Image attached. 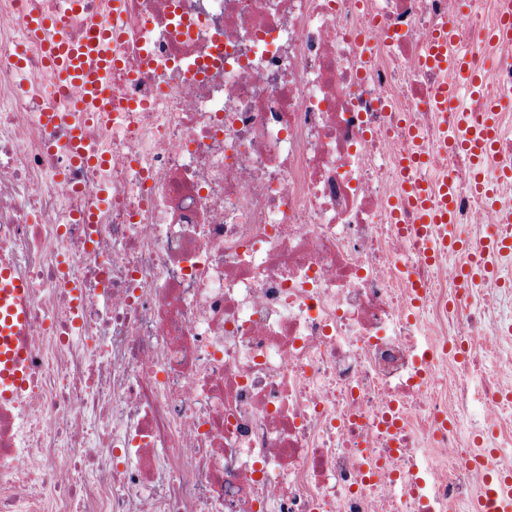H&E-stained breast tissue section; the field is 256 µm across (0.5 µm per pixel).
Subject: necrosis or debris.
<instances>
[{"instance_id":"obj_1","label":"necrosis or debris","mask_w":512,"mask_h":512,"mask_svg":"<svg viewBox=\"0 0 512 512\" xmlns=\"http://www.w3.org/2000/svg\"><path fill=\"white\" fill-rule=\"evenodd\" d=\"M105 165L74 167L29 12L0 0V265L30 285L29 386L0 403V512H458L475 415L512 418L490 297L428 257L407 197H472L421 63L459 0H124ZM457 27L485 99L512 88ZM457 370L449 389L445 370ZM81 462L63 471L57 451Z\"/></svg>"}]
</instances>
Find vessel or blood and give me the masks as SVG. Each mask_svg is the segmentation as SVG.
Returning a JSON list of instances; mask_svg holds the SVG:
<instances>
[{
	"mask_svg": "<svg viewBox=\"0 0 512 512\" xmlns=\"http://www.w3.org/2000/svg\"><path fill=\"white\" fill-rule=\"evenodd\" d=\"M81 0H57L55 14L29 13L25 22L27 37L38 39L46 63L58 77L56 91L58 105L41 113L44 125L53 126L69 121L71 148L76 159L92 155L93 147L82 136L83 116L91 112L112 109L109 75L112 70V46L118 39V20L122 16L123 0H109V8L98 22L92 38L74 43L64 36V29ZM454 23H444L434 34L426 62L435 68L454 66L461 80L457 86L441 87L433 103L441 107L457 102L460 91L474 95L481 89L480 76L472 71L465 52L449 53L455 42ZM500 101L491 99L480 115L464 109L454 112L450 131L453 143L468 152L473 162L470 192L481 204L496 202V190L484 177V170L492 159L501 134ZM455 192L451 183H444L439 200H431L427 185H419L415 202L425 224H449L454 207ZM512 258V238L491 237L484 249L473 257L458 274L464 287L498 278L503 262ZM27 283L13 271L0 267V402L20 397L29 383V352L24 343L28 322ZM478 512H512V477L498 475L488 481L477 503Z\"/></svg>",
	"mask_w": 512,
	"mask_h": 512,
	"instance_id": "1",
	"label": "vessel or blood"
}]
</instances>
